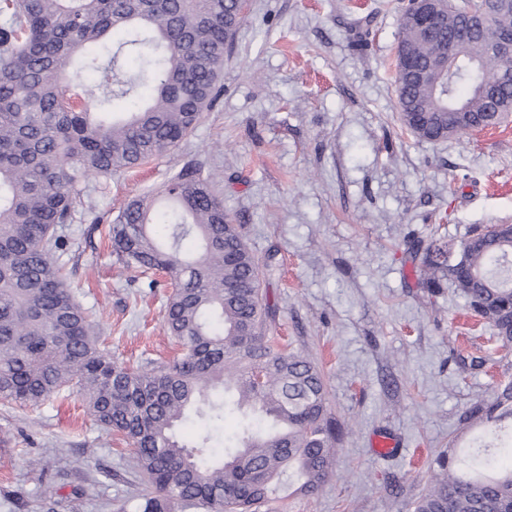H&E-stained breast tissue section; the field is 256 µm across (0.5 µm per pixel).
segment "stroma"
Listing matches in <instances>:
<instances>
[{"label": "stroma", "mask_w": 512, "mask_h": 512, "mask_svg": "<svg viewBox=\"0 0 512 512\" xmlns=\"http://www.w3.org/2000/svg\"><path fill=\"white\" fill-rule=\"evenodd\" d=\"M408 0H250L224 56V90L176 150L86 185L65 238L67 284L101 350L133 366L173 359L170 284L149 288L108 230L132 199L188 166L214 189L261 265L270 340L310 356L339 429L315 494L280 487L278 512H411L439 456L476 446L466 420L512 378V347L448 286L426 287L433 242L512 224V116L444 141L396 108ZM394 439L381 456L375 437ZM145 479L121 436L75 393L0 401V512H132Z\"/></svg>", "instance_id": "obj_1"}]
</instances>
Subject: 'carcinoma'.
I'll return each instance as SVG.
<instances>
[{"label":"carcinoma","mask_w":512,"mask_h":512,"mask_svg":"<svg viewBox=\"0 0 512 512\" xmlns=\"http://www.w3.org/2000/svg\"><path fill=\"white\" fill-rule=\"evenodd\" d=\"M432 35L400 22L397 59L426 61L466 46L469 59L439 85L397 67V108L418 139L468 134L512 112V69L498 44L512 26L467 23L487 0H444ZM0 398L38 406L64 388L90 415L134 449L148 488L136 512H259L275 500L283 475L316 493L333 474L338 440L320 370L305 355L265 340L259 264L208 181L193 168L174 175L165 215L149 195L133 199L109 238L118 258L143 273L161 271L174 291L165 322L181 353L169 364L134 370L101 352L97 330L64 281L57 227L83 204L81 184L138 167L178 148L221 91L224 50L243 21L234 0H0ZM140 59L125 77L99 51ZM105 78L91 100L67 79L71 65ZM133 96L120 116L105 107ZM469 111H448V101ZM188 239L198 251L183 250ZM427 281L442 278L512 344V224L476 232L447 265L424 258ZM240 414L221 442L206 432L193 445L175 428ZM471 416L488 429L473 451L437 461L440 473L413 512H512V380L499 384ZM224 448L219 456L214 449Z\"/></svg>","instance_id":"carcinoma-1"}]
</instances>
